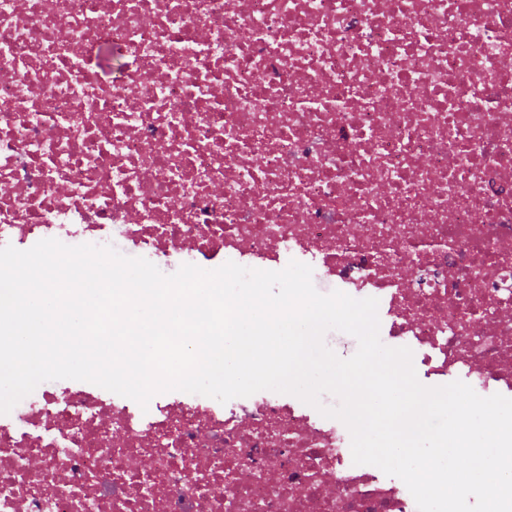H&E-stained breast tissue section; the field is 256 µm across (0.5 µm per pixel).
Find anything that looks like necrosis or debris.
I'll return each instance as SVG.
<instances>
[{
    "label": "necrosis or debris",
    "mask_w": 512,
    "mask_h": 512,
    "mask_svg": "<svg viewBox=\"0 0 512 512\" xmlns=\"http://www.w3.org/2000/svg\"><path fill=\"white\" fill-rule=\"evenodd\" d=\"M79 237L311 258L419 377L512 398V0H0V247ZM346 448L288 394L43 383L0 512H417Z\"/></svg>",
    "instance_id": "4bbe7bcc"
}]
</instances>
